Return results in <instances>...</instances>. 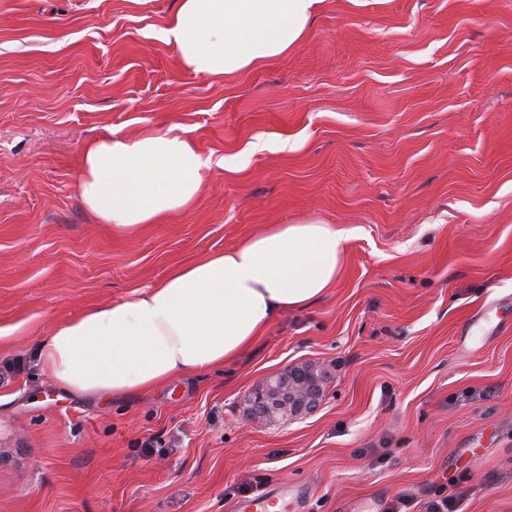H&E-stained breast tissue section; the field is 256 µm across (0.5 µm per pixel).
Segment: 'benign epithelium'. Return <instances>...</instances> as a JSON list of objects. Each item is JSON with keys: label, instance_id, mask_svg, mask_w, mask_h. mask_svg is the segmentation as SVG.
Wrapping results in <instances>:
<instances>
[{"label": "benign epithelium", "instance_id": "1", "mask_svg": "<svg viewBox=\"0 0 512 512\" xmlns=\"http://www.w3.org/2000/svg\"><path fill=\"white\" fill-rule=\"evenodd\" d=\"M322 387L311 366H295L288 374L277 373L258 382L245 399L246 414L253 422L293 418L315 409Z\"/></svg>", "mask_w": 512, "mask_h": 512}]
</instances>
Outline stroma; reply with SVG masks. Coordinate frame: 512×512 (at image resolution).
<instances>
[{"label": "stroma", "instance_id": "stroma-1", "mask_svg": "<svg viewBox=\"0 0 512 512\" xmlns=\"http://www.w3.org/2000/svg\"><path fill=\"white\" fill-rule=\"evenodd\" d=\"M176 6L0 0V512H238L283 483L288 512H512V0H325L224 79L180 65ZM173 123L210 161L194 207L96 223L83 146ZM306 219L356 231L336 286L238 361L107 402L31 362L53 324ZM301 364L320 406L250 423Z\"/></svg>", "mask_w": 512, "mask_h": 512}]
</instances>
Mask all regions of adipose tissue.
Here are the masks:
<instances>
[{
	"mask_svg": "<svg viewBox=\"0 0 512 512\" xmlns=\"http://www.w3.org/2000/svg\"><path fill=\"white\" fill-rule=\"evenodd\" d=\"M321 0H178L165 30L181 65L237 76L293 51ZM209 161L177 124L88 142L79 191L98 223L137 235L193 207ZM352 230L319 219L268 224L233 248L204 254L110 305L53 326L33 357L63 392L131 398L247 353L289 311L334 288Z\"/></svg>",
	"mask_w": 512,
	"mask_h": 512,
	"instance_id": "ef3b65f1",
	"label": "adipose tissue"
}]
</instances>
